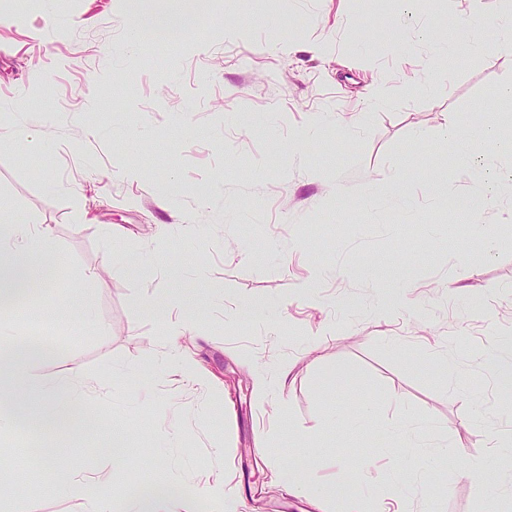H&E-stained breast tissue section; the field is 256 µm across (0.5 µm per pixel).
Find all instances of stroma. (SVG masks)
Segmentation results:
<instances>
[{
    "instance_id": "1",
    "label": "stroma",
    "mask_w": 512,
    "mask_h": 512,
    "mask_svg": "<svg viewBox=\"0 0 512 512\" xmlns=\"http://www.w3.org/2000/svg\"><path fill=\"white\" fill-rule=\"evenodd\" d=\"M500 13L501 0L476 12L469 0H206L170 43L136 30L125 0H0V132L35 145L0 143V202L44 225L63 257L0 323L53 349L36 375L75 372L88 392L64 433L0 431V463L40 512H81L54 491L62 470L111 483L114 512L156 486L191 512H315L272 482L270 454L323 481L338 458L376 462L360 487L371 506L512 512L506 482L450 470L446 488L420 493L396 472L407 430L427 446L417 469L440 467L436 443L512 434V394L491 371L512 338V153L483 175L442 134L451 114L512 125ZM472 19L486 52L432 44ZM393 174L400 209L369 190ZM433 177L481 203L489 235L458 223ZM312 277L314 302L298 289ZM184 295L201 315L180 344L203 387L181 383L146 309L179 316ZM279 303L278 329L237 320ZM289 362L293 382L261 402L250 364L272 376ZM476 413L482 426L466 427ZM346 414L358 423L337 428ZM116 434L131 458L121 471L107 453ZM39 448L56 455L30 466ZM215 482L232 498H209Z\"/></svg>"
}]
</instances>
